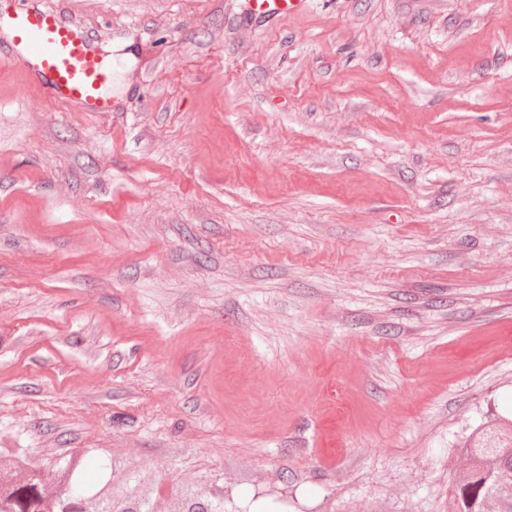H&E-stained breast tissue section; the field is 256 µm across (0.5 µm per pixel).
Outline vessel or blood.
I'll return each mask as SVG.
<instances>
[{"label": "vessel or blood", "instance_id": "1", "mask_svg": "<svg viewBox=\"0 0 512 512\" xmlns=\"http://www.w3.org/2000/svg\"><path fill=\"white\" fill-rule=\"evenodd\" d=\"M308 0H248L259 17H285L303 11ZM0 43L5 57L19 64L29 81L60 105L88 112L110 108L102 90L111 77L91 42L41 0H26L14 13H0Z\"/></svg>", "mask_w": 512, "mask_h": 512}]
</instances>
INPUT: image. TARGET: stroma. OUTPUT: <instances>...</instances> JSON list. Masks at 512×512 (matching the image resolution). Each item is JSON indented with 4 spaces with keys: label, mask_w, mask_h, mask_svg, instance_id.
<instances>
[{
    "label": "stroma",
    "mask_w": 512,
    "mask_h": 512,
    "mask_svg": "<svg viewBox=\"0 0 512 512\" xmlns=\"http://www.w3.org/2000/svg\"><path fill=\"white\" fill-rule=\"evenodd\" d=\"M50 3L110 109L0 58V448L448 512L512 413V0ZM308 0H248V11L259 17H287L303 11Z\"/></svg>",
    "instance_id": "1"
}]
</instances>
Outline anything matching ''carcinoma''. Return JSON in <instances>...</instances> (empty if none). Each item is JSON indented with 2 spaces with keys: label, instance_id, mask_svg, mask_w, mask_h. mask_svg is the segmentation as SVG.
Wrapping results in <instances>:
<instances>
[{
  "label": "carcinoma",
  "instance_id": "cac0c4a2",
  "mask_svg": "<svg viewBox=\"0 0 512 512\" xmlns=\"http://www.w3.org/2000/svg\"><path fill=\"white\" fill-rule=\"evenodd\" d=\"M455 449L468 467L448 478V512H512V418L484 420ZM87 463L83 451L47 466L24 448H0V512H164L152 488L116 474L110 460L100 464L98 484L88 485ZM174 512H225L224 488L187 485Z\"/></svg>",
  "mask_w": 512,
  "mask_h": 512
}]
</instances>
